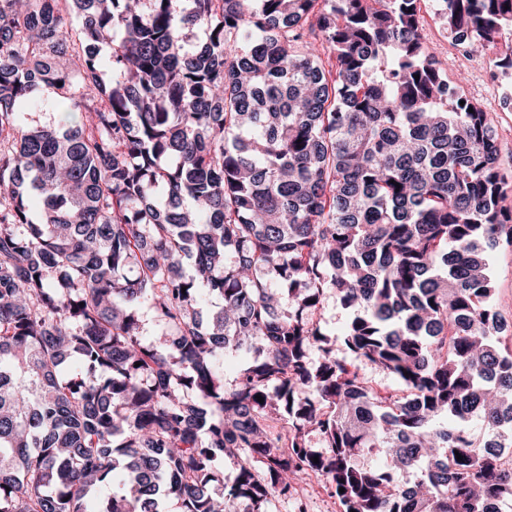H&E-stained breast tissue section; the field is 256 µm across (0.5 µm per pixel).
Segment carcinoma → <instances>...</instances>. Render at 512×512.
Here are the masks:
<instances>
[{
	"instance_id": "1",
	"label": "carcinoma",
	"mask_w": 512,
	"mask_h": 512,
	"mask_svg": "<svg viewBox=\"0 0 512 512\" xmlns=\"http://www.w3.org/2000/svg\"><path fill=\"white\" fill-rule=\"evenodd\" d=\"M433 2L512 67V0H0V512H268L309 473L343 512H512V184ZM422 25L429 50L434 52L442 63L446 64L444 67L447 69L449 82L459 85L467 97L493 107L494 88L491 85H484L478 75L480 73L477 64L493 56L492 51L466 57L460 51L461 49L455 48L451 44V40L447 38L438 22L430 15H424ZM491 267L497 285L495 310L506 324L512 325V247L503 244L494 250ZM322 331L331 339H336V348L340 355L348 357L343 350V334L349 320V313L345 310L335 295H327L323 300L321 309L315 317ZM363 373L368 385L378 390H394L400 387L399 382L388 372L374 366H364Z\"/></svg>"
}]
</instances>
